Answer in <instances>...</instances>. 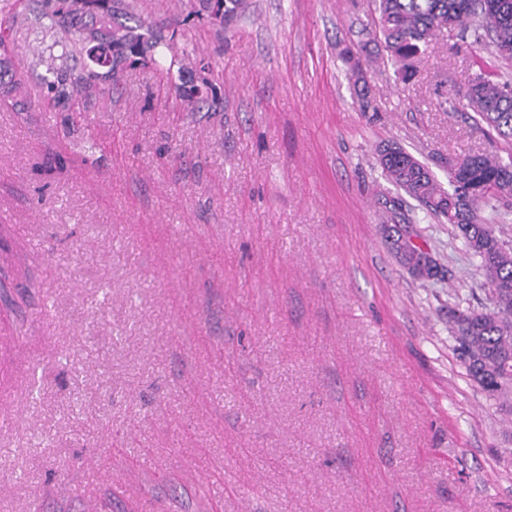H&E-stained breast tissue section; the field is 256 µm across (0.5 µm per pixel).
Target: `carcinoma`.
Wrapping results in <instances>:
<instances>
[{
  "label": "carcinoma",
  "mask_w": 512,
  "mask_h": 512,
  "mask_svg": "<svg viewBox=\"0 0 512 512\" xmlns=\"http://www.w3.org/2000/svg\"><path fill=\"white\" fill-rule=\"evenodd\" d=\"M377 27L373 40H381L396 76L408 81L414 61L438 33L457 30L480 46L490 40L502 60L512 62V0H373ZM202 0L209 17L222 23L247 9V0ZM39 13L51 26L72 36L66 49L82 60V69H60L55 80L42 88L41 98L61 112L73 97H88L112 85L128 67H152L169 79L183 73V59L174 47L175 35L165 37L140 20H133L129 0H37ZM135 24H130V21ZM362 72L353 66L352 78L357 103L368 108L367 86H359ZM180 99L194 112L215 102L213 86L183 81L176 86ZM466 98L470 109L506 145L512 144V79L493 80L480 73L471 82ZM448 184L443 188L427 163L401 146L394 157L380 162L387 181L397 195L382 201V222L388 225L392 250L413 276L428 281L438 276L420 265L422 246L410 244L403 234L412 233L405 210L406 199L418 203L428 214L445 218L452 212L456 237L478 258L490 287L492 307L484 310L451 311L459 351L468 376L493 398L508 399L512 392V249L488 223L484 210L497 202L512 206V197L501 192L499 181L506 167L496 154L450 155L444 159Z\"/></svg>",
  "instance_id": "1"
}]
</instances>
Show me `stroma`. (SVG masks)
<instances>
[{
  "instance_id": "1",
  "label": "stroma",
  "mask_w": 512,
  "mask_h": 512,
  "mask_svg": "<svg viewBox=\"0 0 512 512\" xmlns=\"http://www.w3.org/2000/svg\"><path fill=\"white\" fill-rule=\"evenodd\" d=\"M206 59L219 104L125 69L60 112L35 52L74 65L34 0L0 102V512H512V406L466 375L448 312L489 305L452 225L440 264L391 251L378 150L432 165L496 145L465 93L512 76L445 31L398 80L372 0H134ZM370 84L360 111L340 54ZM203 7L208 12L209 17L219 23H223L224 19L233 20L241 15L247 9L246 0H219L220 10L214 11L212 1L214 0H201ZM223 11H221V9Z\"/></svg>"
}]
</instances>
